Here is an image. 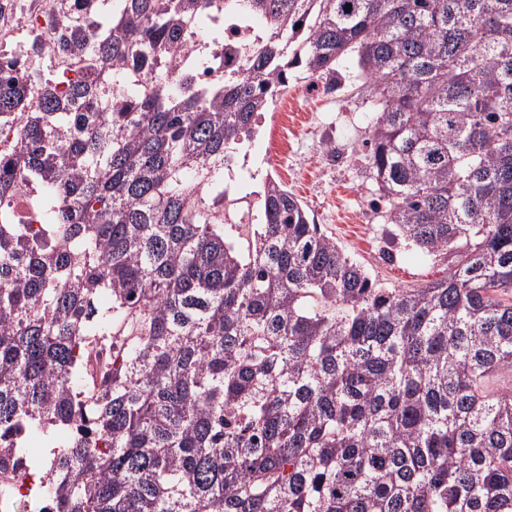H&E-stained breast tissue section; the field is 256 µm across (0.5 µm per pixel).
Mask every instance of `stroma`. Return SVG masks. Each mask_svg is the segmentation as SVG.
Returning a JSON list of instances; mask_svg holds the SVG:
<instances>
[{
  "label": "stroma",
  "mask_w": 512,
  "mask_h": 512,
  "mask_svg": "<svg viewBox=\"0 0 512 512\" xmlns=\"http://www.w3.org/2000/svg\"><path fill=\"white\" fill-rule=\"evenodd\" d=\"M355 55L336 65L335 78L311 75L304 67L288 71V92L253 141L250 152L260 159L270 138L288 144L278 162L265 169L306 205L317 223L345 252L389 287L410 288L447 274L444 262L424 263L390 244L383 210L374 203L375 187L366 168L369 102L353 77ZM340 144L347 154L342 165L329 161L327 144ZM370 209L369 222L360 213Z\"/></svg>",
  "instance_id": "obj_1"
}]
</instances>
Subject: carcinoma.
Wrapping results in <instances>:
<instances>
[{"instance_id": "carcinoma-1", "label": "carcinoma", "mask_w": 512, "mask_h": 512, "mask_svg": "<svg viewBox=\"0 0 512 512\" xmlns=\"http://www.w3.org/2000/svg\"><path fill=\"white\" fill-rule=\"evenodd\" d=\"M91 3L97 45L50 27L82 76L33 66L37 36L0 67V201L41 221L0 209V463L57 436L32 510L512 512V394L487 386L512 367V0ZM205 9L264 29L203 87ZM347 53L391 239L440 280L383 286L273 176L224 184L288 68Z\"/></svg>"}]
</instances>
